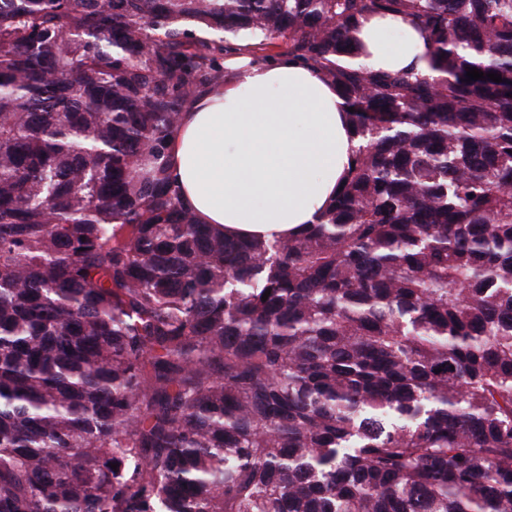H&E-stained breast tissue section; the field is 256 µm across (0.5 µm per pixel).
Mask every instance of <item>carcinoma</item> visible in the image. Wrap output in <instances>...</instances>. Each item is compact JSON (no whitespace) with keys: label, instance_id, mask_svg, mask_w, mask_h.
<instances>
[{"label":"carcinoma","instance_id":"obj_1","mask_svg":"<svg viewBox=\"0 0 512 512\" xmlns=\"http://www.w3.org/2000/svg\"><path fill=\"white\" fill-rule=\"evenodd\" d=\"M241 51L353 108L287 239L169 174ZM0 512H512V0H0ZM359 37L365 44L366 55L358 60L376 70L394 71L410 66L426 53L424 38L412 30L400 17L375 16L360 20ZM400 31L403 39L395 42L391 36Z\"/></svg>","mask_w":512,"mask_h":512}]
</instances>
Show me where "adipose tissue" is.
I'll list each match as a JSON object with an SVG mask.
<instances>
[{"mask_svg":"<svg viewBox=\"0 0 512 512\" xmlns=\"http://www.w3.org/2000/svg\"><path fill=\"white\" fill-rule=\"evenodd\" d=\"M364 63L410 66L424 38L402 18L362 19ZM228 75L184 104L168 143L172 181L203 224L240 238H284L315 223L336 195L358 142L344 100L311 68L282 56L226 59Z\"/></svg>","mask_w":512,"mask_h":512,"instance_id":"1","label":"adipose tissue"}]
</instances>
